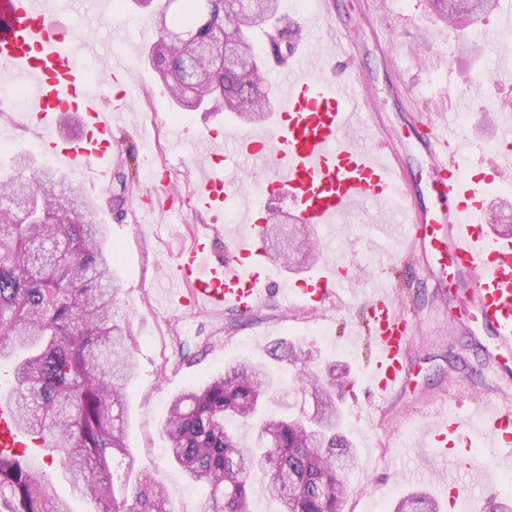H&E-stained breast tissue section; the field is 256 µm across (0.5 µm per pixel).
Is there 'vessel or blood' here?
Instances as JSON below:
<instances>
[{
  "instance_id": "b4317fda",
  "label": "vessel or blood",
  "mask_w": 512,
  "mask_h": 512,
  "mask_svg": "<svg viewBox=\"0 0 512 512\" xmlns=\"http://www.w3.org/2000/svg\"><path fill=\"white\" fill-rule=\"evenodd\" d=\"M308 37L296 40L274 67L279 83L269 121L260 128L220 141L205 137L211 150L201 167L199 205L225 207L239 218V230L224 245V258L208 267L200 260L214 238L212 227L197 233L179 252L177 270L183 290L172 303L232 309L249 315L261 302L269 280L263 223L280 196L292 204L298 223L333 229L336 222L373 200L398 206V227L377 225L379 235L397 230L409 244L441 293L458 297L451 321L469 324L483 346L485 366L503 381L512 380V235L487 229L486 194L474 170L478 146L462 130L417 117L406 122L407 137L431 174L422 186L410 184L398 148L376 154L358 146L352 132L362 115L374 111L371 80L337 82L308 67ZM0 75L28 89L27 120L46 131L44 152L67 167H95L108 182L116 158L112 121L98 104L77 67L71 45L52 19L49 0H0ZM81 117L78 136L61 141L50 136L61 114ZM491 167L497 176L512 174V122H503ZM236 158L243 177L258 191L233 190L219 173L220 162ZM344 265L324 259L293 292L303 307L318 309L343 284L355 281ZM376 286L362 300L373 326L375 356L368 383L386 400L411 381L407 367L408 322L393 308L391 283L376 275ZM8 383L0 384V453H23L28 446L16 424ZM478 434L499 470H512V407L478 408L475 414L446 413L422 432V447L454 472L472 470L464 443Z\"/></svg>"
}]
</instances>
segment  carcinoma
Returning <instances> with one entry per match:
<instances>
[{"instance_id":"carcinoma-1","label":"carcinoma","mask_w":512,"mask_h":512,"mask_svg":"<svg viewBox=\"0 0 512 512\" xmlns=\"http://www.w3.org/2000/svg\"><path fill=\"white\" fill-rule=\"evenodd\" d=\"M175 0L157 10L159 37L147 58L181 108L234 112L259 121L268 95L258 82L263 59L251 32L260 27L276 55L285 54L297 26L278 17L279 0H185L189 17L170 16ZM445 22L471 26L491 13L497 0H428ZM192 32L186 48L196 79L185 84V61L170 52L165 37ZM247 66L227 70L196 51V42L219 35ZM271 225L275 245L269 257L290 262L294 252L312 255L317 243ZM107 227L96 221L94 204L76 192L70 179L48 168L28 180L0 177V361L7 360L18 421L40 442L43 466L26 454L0 456V512H71L46 477L58 468L72 492L89 497L95 512H167L162 483L138 474L125 443V389L134 370L122 325L112 254L102 244ZM269 354L294 364L292 345L274 344ZM346 380L332 368L326 375L305 373L299 385L316 400L309 415H270L262 431L266 445L248 446L229 430L228 421L259 417L273 397L271 376L260 364L242 360L190 386L171 401L163 433L171 461L186 478L206 485L199 512H253L251 493L260 483L279 501L282 512H344L345 475L355 458L342 431L341 395ZM390 512H440L426 490L398 501Z\"/></svg>"}]
</instances>
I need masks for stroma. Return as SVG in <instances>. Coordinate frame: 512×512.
Instances as JSON below:
<instances>
[{
	"mask_svg": "<svg viewBox=\"0 0 512 512\" xmlns=\"http://www.w3.org/2000/svg\"><path fill=\"white\" fill-rule=\"evenodd\" d=\"M55 8L62 30L76 35L72 42L76 56L84 54L79 40L83 34L110 48L127 50L137 61L130 78L144 87L117 115V158L111 181L100 184L91 167L71 173L70 178L95 202L98 221L108 227L107 246L115 254L113 274L135 345L137 367L127 386L124 413L126 444L137 470L162 482L170 512H197L205 488L188 482L169 461L162 432L169 399L189 385L206 383L237 360L266 361L267 346L282 340L312 348L313 354L281 366L287 395L279 400L278 410L312 412L311 397L297 392L298 373H325L333 365L349 372L351 385L340 406L356 456L347 475L344 512H389L394 502L415 489L436 491V469L419 450L402 445L406 428H424L429 415L450 406L474 411L483 401L499 400V388L483 369L482 353L470 330L449 323L452 301L433 298L423 286V273L401 262L403 241L380 238L368 224V217L378 215L379 205L362 204L359 214L316 239L321 251L332 253L338 262L367 270V277L353 283L358 293L372 288L371 275L380 270L399 284L395 306L412 323L408 356L412 381L381 407L367 384L373 347L361 304L340 296L320 319L284 300L285 291L310 269L302 259L272 266L268 294L246 317L229 309L175 310L160 303V294L173 282L176 252L189 245L200 225L215 226L221 236L205 257L209 264L223 259L222 239L236 232L225 211L203 209L193 197L204 131L223 123L224 116L177 108L145 58L146 48L158 36L153 17L134 0H110L109 15L93 24L74 10L71 0H56ZM321 10L346 21L342 29L333 21L325 24L323 43L332 47L347 39L355 45L353 54L331 57L328 72L341 80L372 76L379 126L402 129L408 110L440 123L455 119L483 147L478 176L489 174L491 153L486 145L496 126L512 119V78H499L495 71L499 48L463 51L469 31L457 32L443 24L425 0H279L280 14L299 25ZM377 32L390 38L389 56L374 50L372 38ZM463 93L475 102L467 116L455 111L456 99ZM1 128L10 129L12 138L10 147L0 150V159L29 154L33 159L25 171L29 178L43 167L55 166V159L41 155L40 135L26 129L23 114L0 111ZM146 189L168 198L170 207L141 220L134 207ZM470 456L475 473L463 479L465 493L486 499L506 492L505 475L487 483L480 480V472L493 466L489 449L474 443Z\"/></svg>",
	"mask_w": 512,
	"mask_h": 512,
	"instance_id": "obj_1",
	"label": "stroma"
}]
</instances>
